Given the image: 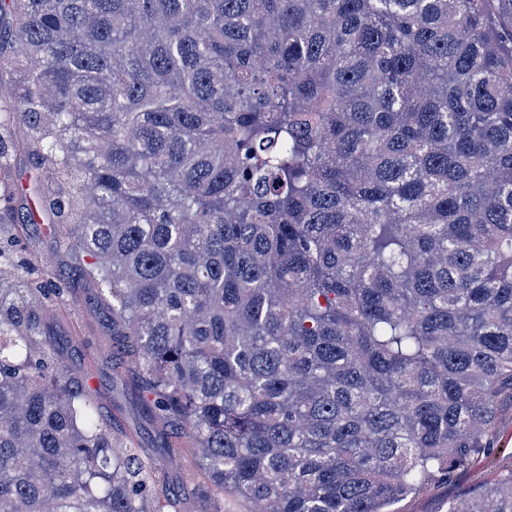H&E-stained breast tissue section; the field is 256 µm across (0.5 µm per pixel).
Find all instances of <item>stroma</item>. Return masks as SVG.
Returning <instances> with one entry per match:
<instances>
[{"instance_id": "obj_1", "label": "stroma", "mask_w": 512, "mask_h": 512, "mask_svg": "<svg viewBox=\"0 0 512 512\" xmlns=\"http://www.w3.org/2000/svg\"><path fill=\"white\" fill-rule=\"evenodd\" d=\"M38 170L27 155L12 158L9 183L15 191L17 224L14 228L30 258L51 259L52 268L69 288L57 306L51 333L66 363L81 375L119 430L132 435L143 454L161 456L162 434H174L169 422L145 412L146 396L135 379L121 372L112 359V319L95 289L86 281L88 256L79 250L63 252L46 214L36 204ZM493 440L494 454H479L472 464L459 467L432 483L426 491L396 504V512H447L450 501L479 486H489L512 472V399L500 400Z\"/></svg>"}]
</instances>
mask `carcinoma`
Segmentation results:
<instances>
[{
    "label": "carcinoma",
    "mask_w": 512,
    "mask_h": 512,
    "mask_svg": "<svg viewBox=\"0 0 512 512\" xmlns=\"http://www.w3.org/2000/svg\"><path fill=\"white\" fill-rule=\"evenodd\" d=\"M0 170L92 262L202 512H388L512 395V0H0ZM21 120L24 138L11 127ZM0 187V226L14 223ZM0 245V512H180ZM448 512H512V472Z\"/></svg>",
    "instance_id": "1"
}]
</instances>
